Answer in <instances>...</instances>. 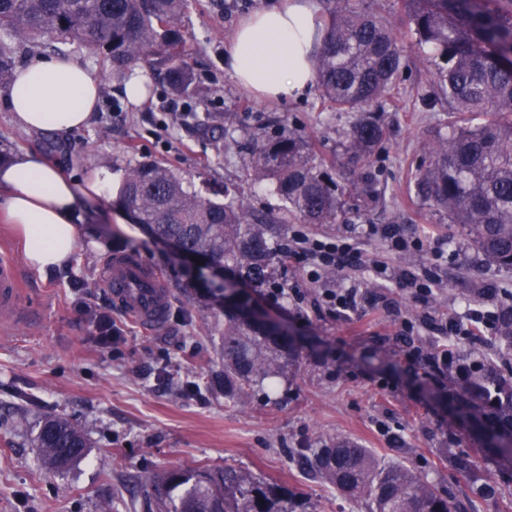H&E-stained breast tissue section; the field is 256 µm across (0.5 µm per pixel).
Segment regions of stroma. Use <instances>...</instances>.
Instances as JSON below:
<instances>
[{"label": "stroma", "instance_id": "35a3bbf8", "mask_svg": "<svg viewBox=\"0 0 512 512\" xmlns=\"http://www.w3.org/2000/svg\"><path fill=\"white\" fill-rule=\"evenodd\" d=\"M271 0H193L183 21L188 62L207 91L198 114L214 112L259 133L275 126L300 131L314 145L329 178L343 183L347 169L335 164L342 133L352 117L323 105L319 91L298 101L274 102L242 88L224 62V47L239 21ZM100 80L101 95L87 127L58 138L20 130L0 88V151L33 149L67 175L85 180L109 169L124 173L130 160H153L176 169L192 190L237 186L258 213L278 211L282 202L267 183L248 176L249 149L215 142L197 121L174 123L179 103L160 76L140 74L150 93L129 102L124 81L88 50L77 53ZM380 118L388 130L375 169L379 198L351 213L347 222L284 227L309 238L340 237L356 243L359 264L314 283L310 265L289 258L276 276L300 289L302 301L272 303L263 288L250 296L301 338V367L287 379L265 380L242 405L225 402L216 389L188 394L183 382L206 383L224 370L223 318L213 317L202 284L184 263L139 225L99 220L110 199L90 203L94 215L83 225L69 265L40 275L30 270L23 245L0 223V250L18 264L28 286L22 298L26 319L0 330V512H150L153 496L137 478L146 471L231 465L252 471L297 494L305 512H361L335 488L302 471L293 451L329 437L348 438L380 460L415 468L455 502L460 512H512V467L484 449L475 429L449 406L476 361L512 373V350L497 328L481 339L459 337L454 353L442 357L432 317L471 324L473 311L501 315L512 305V270L488 266L446 213L418 200L411 171L423 148L448 131L442 108L409 110L385 103ZM416 243L415 255L395 250L386 227ZM445 240L443 257L432 251ZM130 252L166 283L171 302L164 325L143 330L115 309L102 290L103 266L114 254ZM438 264V285L426 302L414 301L375 270L420 274ZM351 285L361 306L352 320L319 314L314 298L323 288ZM111 310L121 329L111 350L96 342V314L86 299ZM27 420L17 430V416ZM48 416L82 428L89 449L62 469L43 463L36 442ZM470 459L469 475L457 463Z\"/></svg>", "mask_w": 512, "mask_h": 512}]
</instances>
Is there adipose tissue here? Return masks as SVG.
<instances>
[{
    "instance_id": "1",
    "label": "adipose tissue",
    "mask_w": 512,
    "mask_h": 512,
    "mask_svg": "<svg viewBox=\"0 0 512 512\" xmlns=\"http://www.w3.org/2000/svg\"><path fill=\"white\" fill-rule=\"evenodd\" d=\"M319 0H273L243 20L224 59L240 85L272 100H296L314 85L311 56L320 43ZM7 90L21 129L60 136L87 125L97 107L100 83L70 56L38 58L19 67ZM99 178L79 182L35 150L0 165V215L24 241V260L46 274L69 264L86 221L82 202L111 194Z\"/></svg>"
}]
</instances>
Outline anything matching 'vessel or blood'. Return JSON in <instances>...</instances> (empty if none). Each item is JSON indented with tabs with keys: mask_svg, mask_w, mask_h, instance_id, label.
I'll return each mask as SVG.
<instances>
[{
	"mask_svg": "<svg viewBox=\"0 0 512 512\" xmlns=\"http://www.w3.org/2000/svg\"><path fill=\"white\" fill-rule=\"evenodd\" d=\"M104 284L126 317L145 330L165 322L170 292L158 276L147 273L139 259L130 253L115 256L107 265ZM23 286L17 265L10 254L0 255V315L13 319L22 312Z\"/></svg>",
	"mask_w": 512,
	"mask_h": 512,
	"instance_id": "1",
	"label": "vessel or blood"
}]
</instances>
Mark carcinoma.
<instances>
[{
  "instance_id": "carcinoma-1",
  "label": "carcinoma",
  "mask_w": 512,
  "mask_h": 512,
  "mask_svg": "<svg viewBox=\"0 0 512 512\" xmlns=\"http://www.w3.org/2000/svg\"><path fill=\"white\" fill-rule=\"evenodd\" d=\"M325 40L312 67L323 103L353 114L337 162L361 169L340 186L318 168L312 143L292 130L268 140L247 126L255 181H270L283 207L258 214L243 196L224 202L186 189L181 176L157 161L126 170L114 203L154 238L176 239L189 251L224 264L257 286H276L288 262L274 225L292 216L304 224L346 221L347 199L378 196L375 164L387 130L378 112L398 89L408 67L402 33L370 6L327 0ZM190 0H0V88L15 79L16 47L49 41L101 55L123 75L146 63L164 71L168 93L193 100L200 94L185 60L183 30ZM407 32L434 54L427 58L432 85L422 99L446 104L448 136L428 147L429 161L412 176L414 193L444 211L487 264L512 268V0H402ZM293 344L279 342L237 315L224 313V397L243 400L272 377L297 370ZM458 402L472 411L487 448L512 463V376L478 369ZM43 463L61 468L81 458L88 442L77 426L47 417L37 434ZM300 467L365 505L367 512H457L433 483L414 469L386 465L346 438L301 448ZM155 491L154 512H304L297 495L250 471L199 465L146 472Z\"/></svg>"
}]
</instances>
